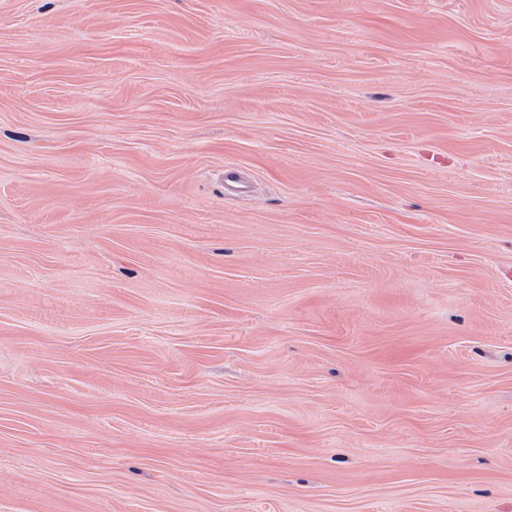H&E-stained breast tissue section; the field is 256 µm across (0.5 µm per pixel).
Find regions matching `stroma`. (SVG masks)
<instances>
[{"label":"stroma","instance_id":"1","mask_svg":"<svg viewBox=\"0 0 512 512\" xmlns=\"http://www.w3.org/2000/svg\"><path fill=\"white\" fill-rule=\"evenodd\" d=\"M0 512H512V0H0Z\"/></svg>","mask_w":512,"mask_h":512}]
</instances>
